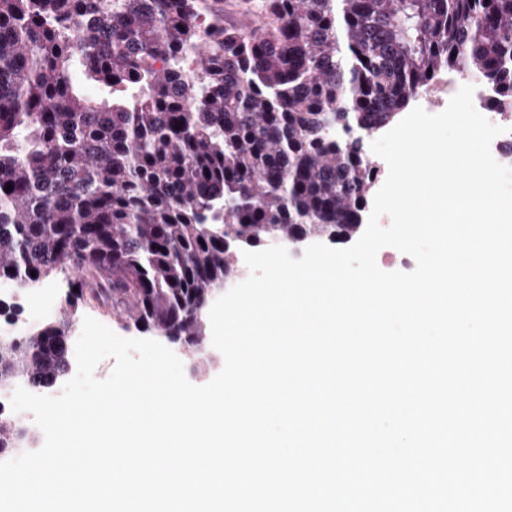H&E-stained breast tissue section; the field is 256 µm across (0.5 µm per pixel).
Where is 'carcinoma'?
<instances>
[{
  "mask_svg": "<svg viewBox=\"0 0 512 512\" xmlns=\"http://www.w3.org/2000/svg\"><path fill=\"white\" fill-rule=\"evenodd\" d=\"M261 9L245 29L224 0H0V280L66 273L69 303L93 280L123 327L202 351L237 251L360 231L373 168L351 131L452 67L512 106V0ZM68 365L63 324L0 338V388ZM24 434L0 408V454Z\"/></svg>",
  "mask_w": 512,
  "mask_h": 512,
  "instance_id": "carcinoma-1",
  "label": "carcinoma"
}]
</instances>
